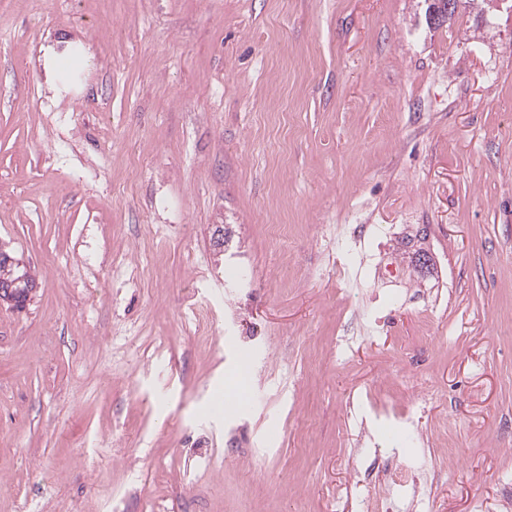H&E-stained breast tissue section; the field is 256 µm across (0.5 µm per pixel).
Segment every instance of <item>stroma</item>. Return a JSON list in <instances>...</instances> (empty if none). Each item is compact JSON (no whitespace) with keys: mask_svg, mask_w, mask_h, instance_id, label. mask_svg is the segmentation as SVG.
<instances>
[{"mask_svg":"<svg viewBox=\"0 0 512 512\" xmlns=\"http://www.w3.org/2000/svg\"><path fill=\"white\" fill-rule=\"evenodd\" d=\"M420 12L0 0V512H369L360 424L512 512V13ZM362 227L433 273L356 286Z\"/></svg>","mask_w":512,"mask_h":512,"instance_id":"obj_1","label":"stroma"}]
</instances>
